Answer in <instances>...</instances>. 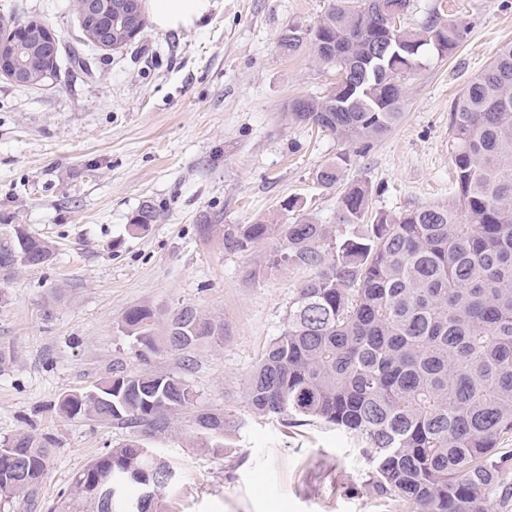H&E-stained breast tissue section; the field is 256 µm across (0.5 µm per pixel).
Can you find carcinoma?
Instances as JSON below:
<instances>
[{"label":"carcinoma","mask_w":512,"mask_h":512,"mask_svg":"<svg viewBox=\"0 0 512 512\" xmlns=\"http://www.w3.org/2000/svg\"><path fill=\"white\" fill-rule=\"evenodd\" d=\"M363 2L352 11L347 0H332L313 29V51L336 68V84L288 103L289 121L328 132L357 155L400 120L403 79L422 52L446 57L466 35L463 22L438 10L413 30L395 27L410 0ZM301 46L294 29L279 38L285 53ZM449 125L455 187L448 205L378 212L367 223L371 190L351 182L340 196L338 224L305 217L226 224L224 249L273 242L270 268L315 270L248 375L253 413L323 422L356 437L374 495L410 512H490L498 459L512 455L502 447L512 436L511 41L452 103ZM351 161V154H337L316 170L317 183L336 187ZM155 220L145 204L130 228L144 231ZM52 260L44 239L23 228L0 232L1 277ZM120 328L145 359L191 349L217 325L192 306L167 315L136 306ZM94 392L62 399V412L150 434L187 415L200 435L196 447H224V412L198 408L196 393L177 376L116 368ZM52 446V437L24 431L6 441L22 456L7 467L1 501L36 493L34 476L50 463ZM177 479L152 449L130 439L77 473L54 512H127L126 502L137 499L141 512H158L159 492ZM148 486L155 494L145 499Z\"/></svg>","instance_id":"obj_1"}]
</instances>
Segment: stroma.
Returning <instances> with one entry per match:
<instances>
[{
  "label": "stroma",
  "instance_id": "35a3bbf8",
  "mask_svg": "<svg viewBox=\"0 0 512 512\" xmlns=\"http://www.w3.org/2000/svg\"><path fill=\"white\" fill-rule=\"evenodd\" d=\"M214 2L203 27L154 26L132 45L87 49L92 75L64 56L53 82L0 76V224L25 225L55 252L49 265L0 279V444L21 430L55 441L36 496L0 512H49L91 460L134 437L183 475L163 491V512H394L373 494L353 439L247 406L246 378L310 270L268 269L262 248L228 252L221 233L197 231L289 219L282 205L293 198L301 214L335 223L341 190L318 185L315 172L345 146L284 112L296 96L323 93L336 70L310 45L291 56L278 46L288 28L308 33L330 0ZM435 9L465 21L464 41L423 58L405 81L400 122L345 173L369 184L376 211L447 204L451 104L512 40V0H411L402 28ZM0 15L41 20L63 49L78 45L70 0H0ZM146 203L155 222L130 231ZM137 305H190L223 330L187 353L143 360L119 328ZM118 366L184 379L199 407L224 412L223 447L197 450L184 419L148 435L60 412L62 396Z\"/></svg>",
  "mask_w": 512,
  "mask_h": 512
}]
</instances>
